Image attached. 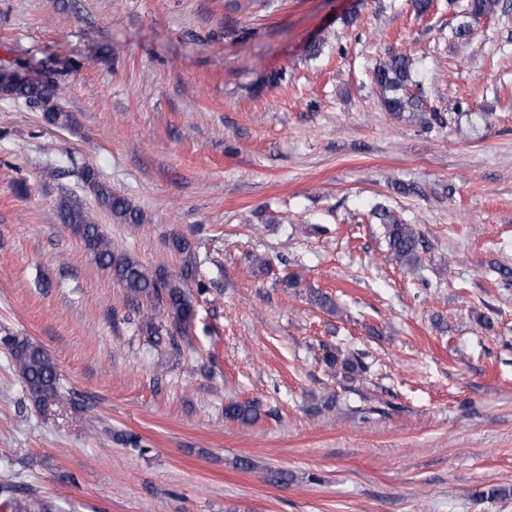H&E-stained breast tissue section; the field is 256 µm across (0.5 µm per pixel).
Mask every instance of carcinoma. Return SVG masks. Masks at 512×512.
<instances>
[{
  "label": "carcinoma",
  "mask_w": 512,
  "mask_h": 512,
  "mask_svg": "<svg viewBox=\"0 0 512 512\" xmlns=\"http://www.w3.org/2000/svg\"><path fill=\"white\" fill-rule=\"evenodd\" d=\"M500 0H471L468 16L477 19L496 12ZM415 60L405 55H392L379 63L373 71V81L382 90V106L385 111L399 118L414 120L425 128L431 127L432 121L438 119L435 112H426L423 96L411 92L416 83ZM0 94L30 103H41L51 113V118L60 117L54 101L58 94L56 81L45 78L37 81L27 80L23 83L0 81ZM84 181L94 192L100 203L113 215L127 224H138L141 215L137 208L125 197L112 193L98 181L94 169L84 171ZM60 219L84 243L96 262L112 272L113 278L135 299L146 297L156 300L162 308V316H144L138 320L137 327L150 339L161 341L166 336L174 340L171 328L184 331L195 316L194 305L189 284L195 279V267L192 262H185L180 275L170 279L159 273L154 277L147 274L143 265L136 259L117 256L112 252L111 241L105 236L100 225L93 223L84 206L77 200H68L61 204ZM373 217L382 225L390 254L399 263L414 266L419 262V250L423 247V237L412 224L403 223L394 212L378 205L373 210ZM16 371L26 384L32 399L41 402L51 399L58 392L59 373L52 357L39 345L16 336L4 338ZM322 361L326 367L336 370L345 381H353L370 373V366L364 353L339 347L321 346ZM224 416L243 425H250L259 417L258 407L252 402L229 400L224 404ZM506 490L496 486L478 487L472 498L480 503L498 499Z\"/></svg>",
  "instance_id": "1"
}]
</instances>
